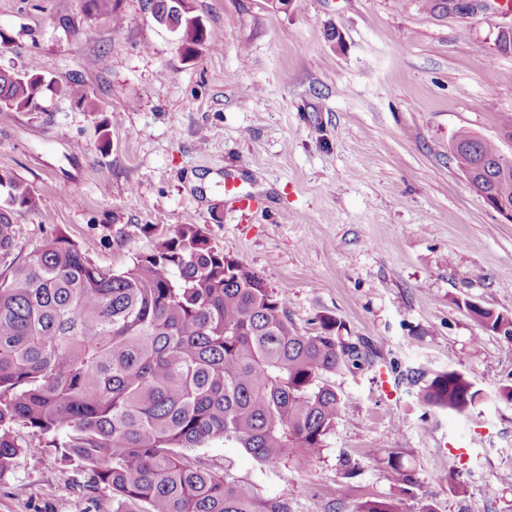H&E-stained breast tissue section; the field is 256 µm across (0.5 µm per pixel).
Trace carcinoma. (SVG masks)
Masks as SVG:
<instances>
[{"label":"carcinoma","instance_id":"1","mask_svg":"<svg viewBox=\"0 0 512 512\" xmlns=\"http://www.w3.org/2000/svg\"><path fill=\"white\" fill-rule=\"evenodd\" d=\"M154 21L177 36L189 59L215 48L217 33L173 0H152ZM52 82L0 68V113L36 107ZM451 155L463 173L512 163L496 141L470 133ZM0 474L39 451L21 425L59 450L60 472L80 464L87 488L112 492L113 512H291L258 496L190 453L233 442L263 464L311 467L333 430L341 400L324 376L358 369L371 350L336 334V320L300 331L288 298L211 245L197 224L160 231L153 250L120 271L90 259L58 234L25 261L14 219L39 209L38 193L0 170ZM512 201V178L489 184ZM484 329L512 343V314L466 304ZM425 406L466 415L484 394L457 370L431 375L417 392ZM388 464L410 493L418 481L399 453ZM339 490L352 512H400L391 499H356L345 465Z\"/></svg>","mask_w":512,"mask_h":512}]
</instances>
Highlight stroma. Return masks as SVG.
<instances>
[{"label": "stroma", "mask_w": 512, "mask_h": 512, "mask_svg": "<svg viewBox=\"0 0 512 512\" xmlns=\"http://www.w3.org/2000/svg\"><path fill=\"white\" fill-rule=\"evenodd\" d=\"M224 46L192 59L149 0H120L121 23L85 0H0V67L53 79L36 109L0 115V168L33 187L18 215V258L63 233L96 263L125 268L163 227L197 224L212 245L288 295L298 329L319 316L373 365L328 375L341 411L305 471L268 466L220 441L197 449L213 468L292 512H328L339 458L359 494L402 512H512V345L483 329L473 301L512 313V223L470 188L449 145L469 132L498 142L512 122V24L501 0L473 12L424 0H191ZM258 200L241 211L226 182ZM454 369L485 394L462 416L415 398L406 373ZM388 380L390 393L379 388ZM466 448L457 464L450 451ZM400 453L416 474L401 490ZM458 474L459 485L447 477ZM59 473L54 450L0 475V512H112Z\"/></svg>", "instance_id": "stroma-1"}]
</instances>
